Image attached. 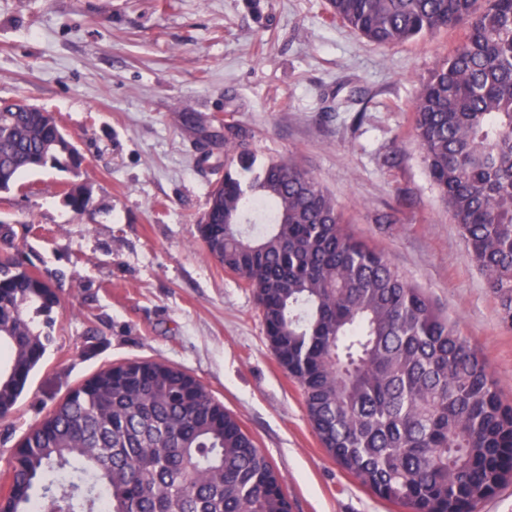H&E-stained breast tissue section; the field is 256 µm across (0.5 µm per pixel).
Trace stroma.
<instances>
[{
	"label": "stroma",
	"mask_w": 512,
	"mask_h": 512,
	"mask_svg": "<svg viewBox=\"0 0 512 512\" xmlns=\"http://www.w3.org/2000/svg\"><path fill=\"white\" fill-rule=\"evenodd\" d=\"M328 11V0H0V99L53 113L83 158L73 172L24 174L0 200V220L61 280L55 342L0 419V474L78 383L155 360L240 419L292 512H397L321 447L252 291L203 248L228 122L258 161L310 172L350 231L456 323L512 404V328L411 135L415 95L462 31L379 48ZM63 181L87 187L90 215L73 211Z\"/></svg>",
	"instance_id": "1"
}]
</instances>
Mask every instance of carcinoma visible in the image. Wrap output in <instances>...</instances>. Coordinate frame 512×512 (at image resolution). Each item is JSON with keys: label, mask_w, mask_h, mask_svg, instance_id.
Returning a JSON list of instances; mask_svg holds the SVG:
<instances>
[{"label": "carcinoma", "mask_w": 512, "mask_h": 512, "mask_svg": "<svg viewBox=\"0 0 512 512\" xmlns=\"http://www.w3.org/2000/svg\"><path fill=\"white\" fill-rule=\"evenodd\" d=\"M330 18L390 47L464 29L414 101L413 136L501 322L512 327V0H329ZM207 255L253 291L270 348L323 448L403 512H475L512 482V405L480 352L292 159L257 163L224 126ZM55 117L0 100V193L26 172L70 171ZM72 209L89 192L67 185ZM0 220V418L50 347L57 280L31 269ZM0 512H291L283 480L238 418L185 370L112 364L74 387L13 451Z\"/></svg>", "instance_id": "obj_1"}]
</instances>
